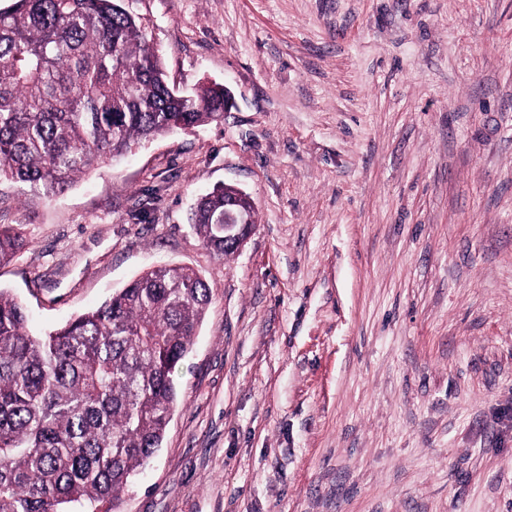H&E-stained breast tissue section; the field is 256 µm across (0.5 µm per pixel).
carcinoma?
Returning a JSON list of instances; mask_svg holds the SVG:
<instances>
[{"mask_svg": "<svg viewBox=\"0 0 512 512\" xmlns=\"http://www.w3.org/2000/svg\"><path fill=\"white\" fill-rule=\"evenodd\" d=\"M224 118V90L171 92L121 0H11L0 9V180L60 193L142 140ZM224 190L192 212L222 258ZM24 247L0 224V264ZM211 290L187 266L152 269L47 335L0 287V512H96L159 448L172 374Z\"/></svg>", "mask_w": 512, "mask_h": 512, "instance_id": "obj_1", "label": "carcinoma"}]
</instances>
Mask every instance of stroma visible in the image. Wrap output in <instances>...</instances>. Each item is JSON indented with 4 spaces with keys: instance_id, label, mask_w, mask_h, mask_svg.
<instances>
[{
    "instance_id": "1",
    "label": "stroma",
    "mask_w": 512,
    "mask_h": 512,
    "mask_svg": "<svg viewBox=\"0 0 512 512\" xmlns=\"http://www.w3.org/2000/svg\"><path fill=\"white\" fill-rule=\"evenodd\" d=\"M223 120L0 182V286L51 332L142 271L211 301L161 447L98 512H512V0H124ZM257 225L218 258L221 184ZM227 197L224 200V192ZM205 198L192 212V226L203 245L216 256L223 258L231 253L226 245L238 251L250 237L256 224L254 206L250 198L234 186L213 188L203 195ZM224 218V225L221 224ZM24 242L12 224H0V265L12 261L23 249Z\"/></svg>"
}]
</instances>
